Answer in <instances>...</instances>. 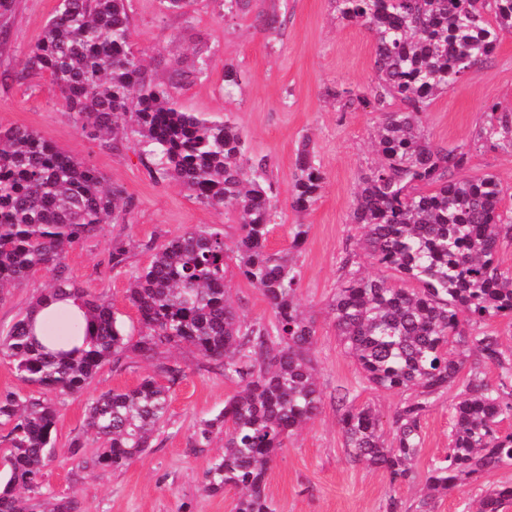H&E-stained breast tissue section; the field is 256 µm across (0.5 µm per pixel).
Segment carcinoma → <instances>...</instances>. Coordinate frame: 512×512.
<instances>
[{
  "instance_id": "carcinoma-1",
  "label": "carcinoma",
  "mask_w": 512,
  "mask_h": 512,
  "mask_svg": "<svg viewBox=\"0 0 512 512\" xmlns=\"http://www.w3.org/2000/svg\"><path fill=\"white\" fill-rule=\"evenodd\" d=\"M332 2L340 18L372 34L375 78L362 91L340 85L329 95L341 112L365 104L380 116V160L361 176L353 203L352 221L363 238L342 258L333 317L370 384L411 392L393 416L389 444L369 406L339 398L341 424L349 454L385 472L396 487L416 477L421 421L432 398L456 389L448 452L429 464L427 493L415 510L433 512L436 495L512 465V427L505 425L512 420V350L484 329L494 319L512 321V267L498 259L502 243L512 241V207L504 205L496 176L456 177L469 151L433 146L422 116L439 93L476 73L512 34V0ZM131 36L129 0H59L20 74L47 73L83 132L111 140L112 149L126 147L127 132L137 135L135 147L151 176L181 184L205 206L236 210L241 234L229 244L222 229L196 226L157 247L130 284L142 324L134 339L109 300L65 274L66 248L108 218H125L132 202L39 133L0 128V289L37 273L48 282L0 336V357L35 387L0 395V445L6 448L0 512H36L43 469L55 453L59 406L83 396L102 366L120 365L129 350L152 357L181 345L219 363L224 378L240 387L197 434L201 447L214 430L224 432V452L211 462L204 491L237 490L234 512H275L266 492L270 463L321 403L311 358L316 331L296 303L300 272L290 257L307 230L295 225L289 249L270 252L277 206L267 158L249 151L231 117L185 112L172 95L170 85L208 73L209 57L197 55L174 71L171 84H160L131 51ZM475 140L511 157L512 112L491 107ZM310 143L303 137L295 154L290 198L298 212L322 189ZM361 258L395 279L361 274ZM232 266L266 298L271 324L241 318L229 296ZM68 299L84 320H73L65 338L37 335L36 313ZM470 356L478 365L468 368ZM483 366L497 370L495 381ZM169 406V387L152 377L88 399L86 426L101 446L82 463L127 465L151 447ZM511 502L512 482L487 489L477 512H503Z\"/></svg>"
}]
</instances>
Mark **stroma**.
Instances as JSON below:
<instances>
[{
	"mask_svg": "<svg viewBox=\"0 0 512 512\" xmlns=\"http://www.w3.org/2000/svg\"><path fill=\"white\" fill-rule=\"evenodd\" d=\"M57 5L58 0H18L8 23L9 40L0 47V72L22 69ZM273 10L283 26L270 34L259 17ZM130 14L132 50L157 81L168 82L172 71L189 65L197 53L209 56V72L175 91L183 111L214 119L231 116L250 151L269 156L279 212L269 250L288 248L293 225L308 227L294 260L300 271L298 302L316 329L313 357L322 401L316 417L286 441L271 464L267 492L277 512H385L392 494L406 512H414L422 479L394 488L383 471L353 460L337 402L343 395L350 404L372 406L389 439L392 417L405 400L404 394L376 389L363 379L336 334L329 308L341 280V258L361 236L351 222L359 177L379 160L374 148L377 113L368 105L339 111L329 91L339 84L358 90L374 80L372 35L362 25L338 18L331 0H251L246 11L232 16L224 15L217 0H195L185 15L167 10L161 0H130ZM228 64L244 74L240 87L229 95L222 81ZM494 104L512 110V34L503 37L491 60L472 77L429 105L423 126L433 145L468 149L462 177L495 175L512 195V157L474 142ZM13 126L44 136L131 197L129 222L102 225L70 247L65 260L70 279L108 299L130 334H137L139 316L126 289L130 273L151 260L147 243L161 245L196 225L217 226L230 241L240 232L237 211L204 206L181 185L151 178L134 149L117 152L107 142L88 138L62 108L48 75L32 71L24 80L0 82V128ZM305 136L312 140L324 184L317 202L299 213L291 206L289 183L297 146ZM116 238L127 240L130 249L124 267L113 270L109 254ZM45 286L36 274L0 290V332L26 312ZM230 288L243 318L272 320V309L258 289L238 276ZM163 362L179 364L185 376L170 386L167 422L151 448L118 470L82 465V458L98 446L84 432L87 397L158 376ZM236 390L217 365L189 347L158 357L126 353L121 367L108 364L98 370L86 397L61 405L55 455L42 478L46 492L73 498L79 512H232L235 491L210 495L203 490L212 459L223 451V433H214L206 448L195 447L194 438L202 422L221 411ZM452 398L449 392L439 395L423 419L418 471H425L448 446ZM76 439L82 447L74 456L70 444Z\"/></svg>",
	"mask_w": 512,
	"mask_h": 512,
	"instance_id": "1",
	"label": "stroma"
}]
</instances>
